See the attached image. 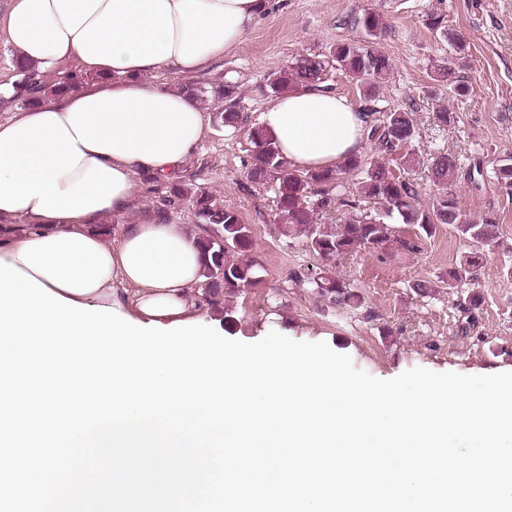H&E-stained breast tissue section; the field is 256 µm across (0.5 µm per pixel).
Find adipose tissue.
<instances>
[{"label": "adipose tissue", "instance_id": "adipose-tissue-1", "mask_svg": "<svg viewBox=\"0 0 512 512\" xmlns=\"http://www.w3.org/2000/svg\"><path fill=\"white\" fill-rule=\"evenodd\" d=\"M268 0H13L0 42L39 72L77 63L96 83L0 118V259L73 301L168 325L202 313L197 237L158 211L117 246L96 224L137 200L138 178L182 179L208 129L201 103L158 81L233 52ZM366 116L314 84L274 98L261 128L292 167L336 168L367 148Z\"/></svg>", "mask_w": 512, "mask_h": 512}]
</instances>
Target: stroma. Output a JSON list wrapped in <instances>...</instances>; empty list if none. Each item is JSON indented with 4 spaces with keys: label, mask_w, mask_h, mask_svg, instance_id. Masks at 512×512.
<instances>
[{
    "label": "stroma",
    "mask_w": 512,
    "mask_h": 512,
    "mask_svg": "<svg viewBox=\"0 0 512 512\" xmlns=\"http://www.w3.org/2000/svg\"><path fill=\"white\" fill-rule=\"evenodd\" d=\"M271 2L237 51L196 76L201 83L239 85L245 124L209 128L184 180L238 210L251 231L248 257L256 273L255 285L215 303L194 288L208 321L220 330L225 316L234 317L230 337L246 343L273 331L296 341L326 342L381 379L414 367L464 375L512 372V185L497 178L502 161L512 156V0ZM367 9L385 19L378 48L393 63L376 95L377 106L411 108L415 132L406 147L411 162L405 176L417 205L429 207L449 190L465 214L493 216L490 242H474L447 224L419 238L413 227L400 224L396 242L386 249H361L329 262L311 252L305 232L282 233L274 182L249 180L253 146L247 129L259 125L272 100L264 92L271 72L295 57L319 56L325 61L324 87L362 107L356 79L339 69L331 51L337 43L359 40L349 19ZM433 11L445 14L449 30L464 38V53L454 55L444 39L425 28L423 19ZM449 57L468 87L465 95L448 92L435 79L438 64ZM443 107L452 114L446 124L436 118ZM440 153L459 159L444 186L428 170ZM362 179L354 171L327 186L334 205L324 214L325 222L346 224L365 209L357 193ZM472 252L481 254V263L449 284V272ZM327 268L359 291V303L337 305L318 294L314 281ZM417 280L431 283L429 294L412 290ZM476 293L481 302L475 306L471 297Z\"/></svg>",
    "instance_id": "stroma-1"
}]
</instances>
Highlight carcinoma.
I'll return each instance as SVG.
<instances>
[{"label": "carcinoma", "mask_w": 512, "mask_h": 512, "mask_svg": "<svg viewBox=\"0 0 512 512\" xmlns=\"http://www.w3.org/2000/svg\"><path fill=\"white\" fill-rule=\"evenodd\" d=\"M352 25L363 35L364 43L341 42L333 48L332 55L338 66L356 78L364 93L367 104L362 111L374 116L369 126L368 137L377 142L386 153L399 152L410 142L414 132L413 119L408 108H396L382 114L370 102L376 90L392 70L390 58L375 47L376 40L384 33L381 16L374 11H365L351 19ZM425 27L451 41L455 52L464 51L463 40L448 31L447 16L440 13L426 15ZM13 96H26L35 102L50 98L61 92L56 85L48 86L32 66L16 59ZM324 72L323 62L316 56H303L268 77L267 90L274 95L281 94L299 85L318 84ZM186 88L199 100L205 95L224 103V107L213 113V125L221 130L236 127L241 121L238 111V87L229 82L215 83L210 87L188 84ZM248 138L254 145L253 166L247 173L253 182L274 178L277 182L276 210L278 223L283 233L295 226L304 227L309 247L325 260H336L357 248L373 251L383 250L392 242L396 230L385 218L396 216L404 224L417 226L427 235L432 234L440 224H455L459 231L476 241L491 237L495 221L491 217L469 219L460 209L454 194L445 192L427 208L415 203L412 184L406 177L396 174L379 163H365L359 155L345 159L330 171L300 172L288 166L274 144L265 137L261 128H253ZM366 167L365 180L358 187L361 197L373 205V211H364L349 224H317L314 222V208L332 205L324 196L310 206L308 198L317 185H329L339 176ZM457 167L456 157L441 153L433 158L430 165L431 177L438 183H446L448 176ZM168 204L188 203L194 224L200 231L198 245L202 253L201 287L205 294L217 298L234 293L254 283V265L246 257L252 245L251 231L237 210L224 206L208 192H197L180 182L170 184ZM319 293L338 305L357 302L358 295L349 284L330 275L320 277L316 282Z\"/></svg>", "instance_id": "obj_1"}]
</instances>
